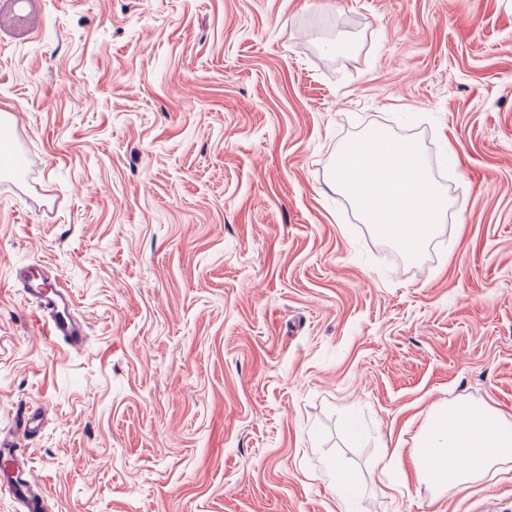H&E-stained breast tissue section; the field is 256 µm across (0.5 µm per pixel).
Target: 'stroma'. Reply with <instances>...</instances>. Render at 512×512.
Returning <instances> with one entry per match:
<instances>
[{
  "label": "stroma",
  "mask_w": 512,
  "mask_h": 512,
  "mask_svg": "<svg viewBox=\"0 0 512 512\" xmlns=\"http://www.w3.org/2000/svg\"><path fill=\"white\" fill-rule=\"evenodd\" d=\"M7 2L35 174L0 175V431L46 408L52 512H512V469L439 492L412 455L442 403L512 422V0ZM373 132L450 200L419 257L331 185ZM31 270L27 268L20 272L19 282L23 294L37 303L38 321L45 336L53 342L63 341L73 349L86 348L90 343L86 323L67 314L73 306L70 290L60 283L48 291L42 275Z\"/></svg>",
  "instance_id": "35a3bbf8"
}]
</instances>
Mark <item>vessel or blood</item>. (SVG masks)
<instances>
[{"label":"vessel or blood","instance_id":"1","mask_svg":"<svg viewBox=\"0 0 512 512\" xmlns=\"http://www.w3.org/2000/svg\"><path fill=\"white\" fill-rule=\"evenodd\" d=\"M0 150L7 157L6 166L17 174H25L27 154L19 140L11 134L0 135ZM19 282L25 296L38 306V321L51 341H61L74 349L86 348L90 342L86 323L69 313L73 300L69 289L56 285L47 289L40 273L24 270ZM45 422L44 409L36 404L25 406L14 434L0 436V454L10 463L0 471V491H9L22 512H50L51 503L46 489L33 477L29 460L18 450L17 436L32 437L41 432Z\"/></svg>","mask_w":512,"mask_h":512}]
</instances>
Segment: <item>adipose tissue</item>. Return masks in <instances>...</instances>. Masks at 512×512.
<instances>
[{"label": "adipose tissue", "instance_id": "ef3b65f1", "mask_svg": "<svg viewBox=\"0 0 512 512\" xmlns=\"http://www.w3.org/2000/svg\"><path fill=\"white\" fill-rule=\"evenodd\" d=\"M336 187L383 235L417 255L449 203L435 186L418 147L383 134L361 137L339 153ZM420 479L450 490L512 458V423L486 406L463 404L433 409L415 440Z\"/></svg>", "mask_w": 512, "mask_h": 512}]
</instances>
